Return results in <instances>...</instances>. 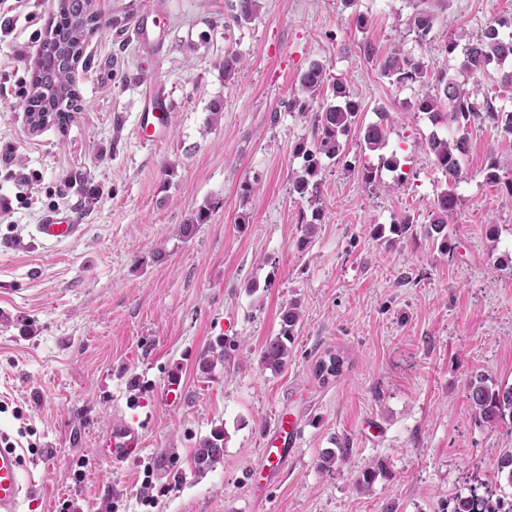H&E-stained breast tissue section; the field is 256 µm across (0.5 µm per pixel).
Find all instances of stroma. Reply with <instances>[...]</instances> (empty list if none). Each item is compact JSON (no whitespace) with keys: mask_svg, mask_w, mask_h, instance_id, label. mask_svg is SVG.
Wrapping results in <instances>:
<instances>
[{"mask_svg":"<svg viewBox=\"0 0 512 512\" xmlns=\"http://www.w3.org/2000/svg\"><path fill=\"white\" fill-rule=\"evenodd\" d=\"M232 3L98 0L102 27L72 72L79 109L36 131L24 108L57 0H23L0 29V196L13 201L0 214V432L36 463L42 496L27 512H448L479 481L511 498L495 475L512 424L476 422L466 385L477 372L512 385V139L487 121L469 128L450 253L421 232L376 238L375 225L405 215L431 223L445 178L426 141L449 130L411 107L429 85L392 84L360 48L424 57L469 87L443 46L512 19V0H433L424 44L409 32L417 0H256L242 24ZM147 19L154 39L142 44ZM231 52L241 63L228 78ZM314 62L326 68L316 104L340 82L362 123L385 111L390 124L380 151L354 134L324 160L312 202L292 185L303 164L292 148L312 120L283 102ZM150 88L172 116L156 143L135 135ZM392 154L399 171L366 183L363 164ZM492 163L497 184L485 178ZM208 204V223L186 229ZM55 211L80 234L39 239ZM291 303L300 320L274 371L261 352ZM219 339L223 362L202 372ZM331 354L341 373L319 381L314 367ZM280 411L301 439L281 474L260 478L258 503L250 478ZM118 415L138 418L145 447L115 466L96 441ZM217 429L224 455L197 473L195 449ZM339 448L346 461L319 469ZM377 460L385 471L358 490ZM147 480L169 493L143 501Z\"/></svg>","mask_w":512,"mask_h":512,"instance_id":"obj_1","label":"stroma"}]
</instances>
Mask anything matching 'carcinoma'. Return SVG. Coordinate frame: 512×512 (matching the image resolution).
Here are the masks:
<instances>
[{
    "label": "carcinoma",
    "mask_w": 512,
    "mask_h": 512,
    "mask_svg": "<svg viewBox=\"0 0 512 512\" xmlns=\"http://www.w3.org/2000/svg\"><path fill=\"white\" fill-rule=\"evenodd\" d=\"M61 7L55 22L56 41L43 54L40 66L35 72L33 85L40 88L37 99L28 103L36 112H50L53 120L64 125L71 118V113L78 110L77 96L72 89L71 64L83 54L89 37L100 28L101 15L90 9L86 0H60ZM256 9L255 0H236L233 5V19L237 23L252 19ZM435 22L432 10L422 7L413 14L410 30L415 40L427 41ZM448 55L461 58L460 70L473 79L475 90H465L454 78L442 69L425 61L394 49L383 56L379 62L382 75L397 85H406L428 80L434 93L426 94L412 104L414 110L425 112L435 123L453 125L462 135L442 138L432 135L427 146L434 156L437 169L446 177L448 184L455 185L462 177V161L468 152V139L463 132L479 120H488L505 136L512 137V110L506 111L486 95L480 97L481 79L490 76V66H497L502 73L501 84L512 86V70L504 69L507 60H512V36L502 37L498 29L490 25L482 36L465 44L450 39L444 45ZM325 79L324 65L313 62L301 75L300 94H295L287 101L290 112L302 115L310 111V100L317 95ZM361 103L353 98L346 86L340 82L334 85V101L322 105L313 115V141H302L295 145V153L303 159L301 173L293 182V190L304 196L314 194L318 189L317 176L321 170V160L333 159L343 154L346 138L351 132H358L364 147L376 151L382 147L387 133L389 115L378 113L379 121L367 126L360 125ZM458 205V197L450 187L441 191L435 200V218L424 226V233L433 239L440 251L447 253L452 246L448 240V216L453 214ZM416 225L410 217L405 216L397 224L375 228L378 237L390 233L396 238L411 237ZM300 314L297 304L291 303L284 308L280 317L279 332L267 340L261 355L262 364L275 371L285 367L288 362V342L294 335ZM468 399L477 421L495 427L506 421L512 423V385L489 381L483 374H476L467 382ZM224 432L214 431L202 440L193 456L194 466L202 471L211 467L223 456ZM384 469L378 460L365 468L355 480L360 490L369 489L375 482L377 474ZM485 500L472 493L459 494L448 504V512H481Z\"/></svg>",
    "instance_id": "1"
}]
</instances>
